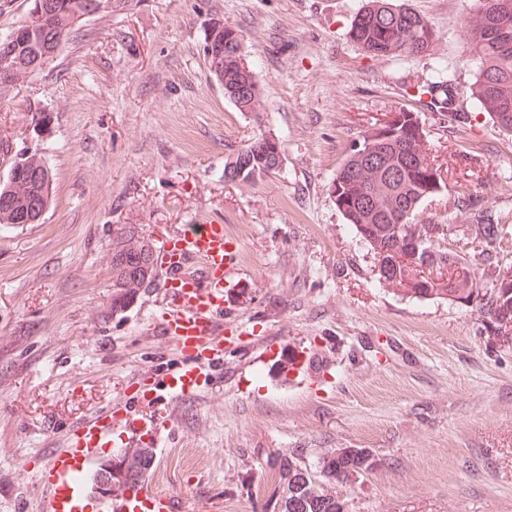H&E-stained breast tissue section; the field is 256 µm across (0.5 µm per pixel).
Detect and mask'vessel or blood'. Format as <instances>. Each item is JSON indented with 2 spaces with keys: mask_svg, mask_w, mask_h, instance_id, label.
I'll return each mask as SVG.
<instances>
[{
  "mask_svg": "<svg viewBox=\"0 0 512 512\" xmlns=\"http://www.w3.org/2000/svg\"><path fill=\"white\" fill-rule=\"evenodd\" d=\"M238 256L237 242L225 235L223 225L211 220L168 239L158 255L168 285L159 327L164 336L174 340L181 364L165 378L141 379L138 398L159 397L149 420L140 422L105 411L69 425L66 451L46 458L39 476V485L48 495L49 512H75L84 491L82 475L99 450L111 447L121 431L140 430L161 438L170 428L172 408L213 385L214 367L224 358L226 302L247 286L239 272ZM99 512H179V508L170 496L140 486L117 497H105Z\"/></svg>",
  "mask_w": 512,
  "mask_h": 512,
  "instance_id": "b4317fda",
  "label": "vessel or blood"
}]
</instances>
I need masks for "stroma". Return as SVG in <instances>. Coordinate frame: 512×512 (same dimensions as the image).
<instances>
[{
	"label": "stroma",
	"mask_w": 512,
	"mask_h": 512,
	"mask_svg": "<svg viewBox=\"0 0 512 512\" xmlns=\"http://www.w3.org/2000/svg\"><path fill=\"white\" fill-rule=\"evenodd\" d=\"M404 2L434 25V55H365L347 35L361 0H133L84 19L0 96V141L39 150L54 178L40 223L0 228V512H42L38 471L70 422L106 407L152 416L127 383L180 364L151 326L164 279L113 311L112 239L133 224L158 249L200 218L239 244L251 286L224 324L248 334L227 345L221 385L175 409L153 491L189 512H272L279 453L313 467L364 448L381 466L341 487L349 512H512V346L488 340L478 303L386 286L328 191L365 130L416 112L450 156L419 222L474 253L458 208L473 200L503 224L494 262L512 267V134L465 93L456 120L415 98L444 67L473 82L461 31L474 0ZM215 20L241 29L262 111H239L210 79ZM263 135L281 142V170L225 181V158ZM298 352L310 367L282 375L280 357Z\"/></svg>",
	"instance_id": "obj_1"
}]
</instances>
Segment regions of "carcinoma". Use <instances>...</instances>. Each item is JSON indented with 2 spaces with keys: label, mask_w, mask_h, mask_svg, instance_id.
<instances>
[{
  "label": "carcinoma",
  "mask_w": 512,
  "mask_h": 512,
  "mask_svg": "<svg viewBox=\"0 0 512 512\" xmlns=\"http://www.w3.org/2000/svg\"><path fill=\"white\" fill-rule=\"evenodd\" d=\"M49 9L41 16H28L18 45L31 42L35 34L47 33L64 41L74 27L65 19L87 13L92 0H47ZM512 29V0H476L463 28L465 52L478 63L470 97L478 109L500 129L512 132V50L506 51L488 36L492 25ZM350 40L374 58L431 55L439 37L430 21L413 9L393 0H365L349 30ZM243 42L240 28L224 30V97L237 101L244 92L249 112L262 110L263 90L251 66L242 61L239 48ZM454 83L437 75L417 88V94L429 96L428 107L446 117L454 110ZM400 120L387 126L386 137L371 143L373 129L359 139L360 148L347 155L336 171L329 191L336 208L357 234L371 248L374 258L392 262L395 273L385 283L398 293L423 299L440 297L456 303H479L487 322V332L498 336L506 323L512 324V295L505 296L497 284L512 283V271L495 276L496 285L480 293L475 263L458 252L441 247L446 235L443 224H417L420 205L446 188L441 165L432 153L428 132L416 113L401 110ZM248 166L242 177L224 174L227 182L252 181L278 171L275 153H265L262 139L228 155L224 167L232 162ZM474 222L475 239L481 244L480 255L489 258L501 241V224L481 210L469 212ZM424 237L435 243L434 254L425 258L406 251V240ZM448 268V278L435 279L426 271ZM157 276V257L149 239L133 224L125 226L112 240V310L127 308L141 288ZM153 459L152 449L136 445L127 448L112 461V473L100 469L93 477L94 489L107 481L106 493L124 491L144 478ZM280 485L273 512H342L347 501L327 491L313 479L312 471L301 455L285 452L276 460ZM320 476L331 484H349L351 476L372 473L377 460L362 457L356 448L335 449L319 459Z\"/></svg>",
  "instance_id": "cac0c4a2"
}]
</instances>
